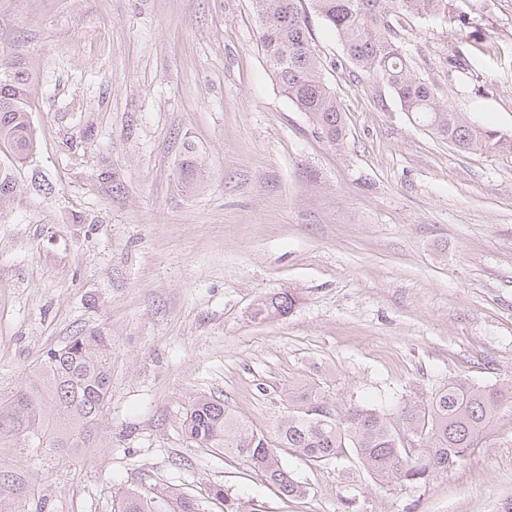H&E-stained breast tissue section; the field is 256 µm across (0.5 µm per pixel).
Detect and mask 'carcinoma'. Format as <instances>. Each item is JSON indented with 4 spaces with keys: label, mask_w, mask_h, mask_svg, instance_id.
<instances>
[{
    "label": "carcinoma",
    "mask_w": 512,
    "mask_h": 512,
    "mask_svg": "<svg viewBox=\"0 0 512 512\" xmlns=\"http://www.w3.org/2000/svg\"><path fill=\"white\" fill-rule=\"evenodd\" d=\"M335 32L350 62L383 82L415 123L463 151L484 150L512 158V135L476 126L437 100L434 85L420 78L403 48L401 20L406 17L448 18V0H309ZM262 28L266 63L285 94L305 112L320 134L341 142L345 123L340 102L326 83L323 63L310 41L309 16L303 0H254ZM39 82L35 67L19 58L0 55V152L23 163L38 147L31 121L30 92ZM291 293L259 299L252 318L265 321L288 314L295 306ZM112 388V361L106 337L90 332L49 349L34 366L28 381L0 396V447L21 461L29 455L81 461L94 447ZM292 411L277 425L272 443L255 433L211 396L197 397L183 420L194 447L230 454L285 496H303L307 487L281 464L279 448L288 447L314 464L337 458L351 448L368 472L383 484H425L459 464L479 437L512 402V383L480 386L453 381L426 399L401 408L399 417L375 408L354 406L342 417L322 423L309 411L322 407L314 388L288 393ZM243 512L242 502L221 484L201 500L168 487L128 488L115 498L113 512ZM0 512H52L40 485L22 468L0 465Z\"/></svg>",
    "instance_id": "cac0c4a2"
}]
</instances>
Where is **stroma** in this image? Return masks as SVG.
Here are the masks:
<instances>
[{
  "label": "stroma",
  "mask_w": 512,
  "mask_h": 512,
  "mask_svg": "<svg viewBox=\"0 0 512 512\" xmlns=\"http://www.w3.org/2000/svg\"><path fill=\"white\" fill-rule=\"evenodd\" d=\"M309 24L336 145L268 70L252 0H0V53L40 73L39 150L0 153V394L70 337L112 340L91 464L27 463L54 512H113L115 493L159 484H221L247 512L512 503V404L424 485L379 483L348 450L314 465L282 449L299 498L184 433L202 394L271 438L303 384L339 417L512 381V161L417 125ZM402 32L440 102L512 134V0H449L447 20ZM283 292L288 315L252 318Z\"/></svg>",
  "instance_id": "stroma-1"
}]
</instances>
